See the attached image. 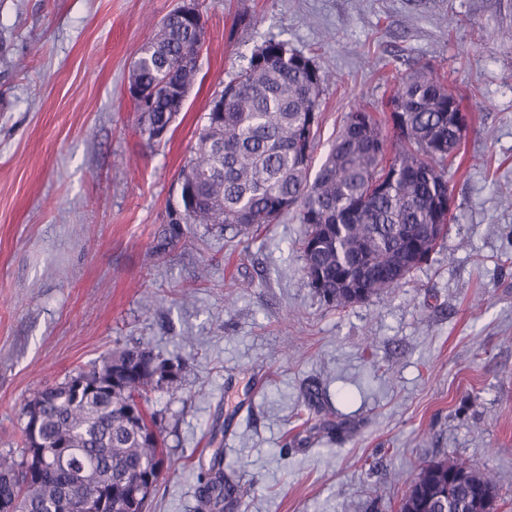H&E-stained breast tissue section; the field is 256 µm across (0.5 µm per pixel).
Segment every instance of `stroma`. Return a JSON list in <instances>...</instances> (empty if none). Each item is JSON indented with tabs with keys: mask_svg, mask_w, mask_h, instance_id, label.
Listing matches in <instances>:
<instances>
[{
	"mask_svg": "<svg viewBox=\"0 0 512 512\" xmlns=\"http://www.w3.org/2000/svg\"><path fill=\"white\" fill-rule=\"evenodd\" d=\"M178 2L0 0V452L38 391L144 342L187 364L151 395L170 467L149 512H197L216 456L249 490L224 512H399L423 462L459 456L512 512V0H197V79L150 145L128 77ZM270 32L336 76L319 154L412 65L468 115L447 234L367 303L308 288L293 214L155 251L212 100Z\"/></svg>",
	"mask_w": 512,
	"mask_h": 512,
	"instance_id": "obj_1",
	"label": "stroma"
}]
</instances>
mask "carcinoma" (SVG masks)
<instances>
[{"instance_id": "carcinoma-1", "label": "carcinoma", "mask_w": 512, "mask_h": 512, "mask_svg": "<svg viewBox=\"0 0 512 512\" xmlns=\"http://www.w3.org/2000/svg\"><path fill=\"white\" fill-rule=\"evenodd\" d=\"M199 52L193 23L174 10L134 63L131 77L148 91L136 101L147 142L175 120L165 86L194 83ZM333 79L288 41L265 38L224 85L223 109L207 113L180 173L182 209L160 246L179 239L184 224L242 231L294 213L306 225L299 250L307 285L324 301L345 308L350 292L364 303L402 284L417 269L410 242L426 235L435 206L451 194L448 161L458 146L448 102L459 98L432 69L406 70L390 100L398 140L392 165L382 120L358 105L312 176L321 96ZM374 183L383 188L371 190ZM183 371L182 362L134 346L41 390L21 410L20 454L0 453V512H68L74 498L103 495L110 512H147L153 491L133 497L131 489L149 474L156 487L155 471L168 468L149 394L179 382ZM60 439L78 451L68 466L50 456ZM479 492L496 498L491 474L461 458L433 461L411 480L400 512H474ZM244 493L216 459L199 512H224V499Z\"/></svg>"}]
</instances>
